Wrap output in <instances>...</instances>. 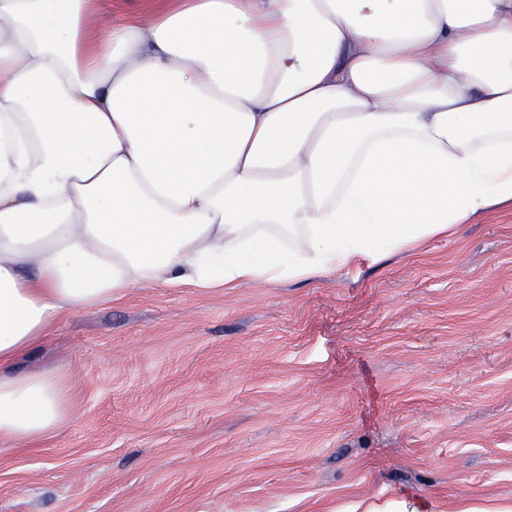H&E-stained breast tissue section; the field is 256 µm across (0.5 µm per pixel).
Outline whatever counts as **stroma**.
Masks as SVG:
<instances>
[{
  "label": "stroma",
  "mask_w": 512,
  "mask_h": 512,
  "mask_svg": "<svg viewBox=\"0 0 512 512\" xmlns=\"http://www.w3.org/2000/svg\"><path fill=\"white\" fill-rule=\"evenodd\" d=\"M76 413L0 512H512V204L403 256L61 318Z\"/></svg>",
  "instance_id": "35a3bbf8"
}]
</instances>
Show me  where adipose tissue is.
<instances>
[{"mask_svg":"<svg viewBox=\"0 0 512 512\" xmlns=\"http://www.w3.org/2000/svg\"><path fill=\"white\" fill-rule=\"evenodd\" d=\"M0 0V442L18 371L135 288L306 282L512 202V0Z\"/></svg>","mask_w":512,"mask_h":512,"instance_id":"adipose-tissue-1","label":"adipose tissue"}]
</instances>
